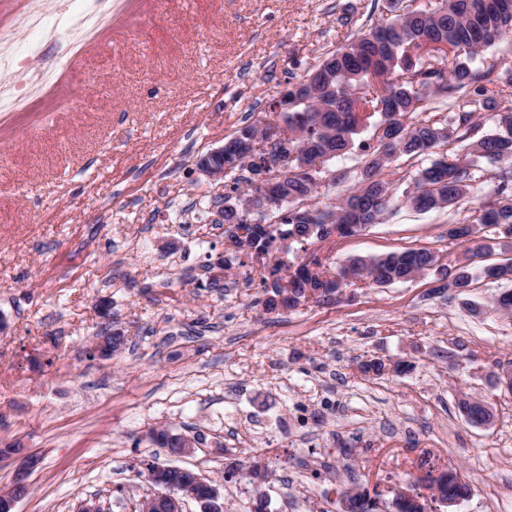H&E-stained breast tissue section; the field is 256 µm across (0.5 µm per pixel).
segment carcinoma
I'll return each mask as SVG.
<instances>
[{
  "label": "carcinoma",
  "instance_id": "carcinoma-1",
  "mask_svg": "<svg viewBox=\"0 0 512 512\" xmlns=\"http://www.w3.org/2000/svg\"><path fill=\"white\" fill-rule=\"evenodd\" d=\"M389 16L380 18L348 44L326 54L294 83L296 102L288 113V128L299 134L288 140V171L273 176L283 203L271 208L263 187L251 176L259 156L254 148L263 130L255 124L240 128L226 161L238 162L224 187V223L244 230L258 222L267 224L263 249L272 250L288 238L301 245L314 243L307 235L309 220L316 224L378 223L394 182L384 172L402 156L437 157L415 176L404 192L405 203L426 213L453 207L473 190L472 169L486 161L498 165L494 197L475 208L471 222L448 225V238L470 244L463 259L449 265L448 284L438 292L465 293L478 278L512 281V258L486 264L472 273L475 259L490 246L478 236L487 227L512 226V109L497 111L499 87L512 86V69L490 78L476 66L481 53L496 40L512 37V0H439L433 9H415L407 0H388ZM479 111L493 113L495 130L464 146L463 155L443 148L463 142ZM372 129L371 141L357 140ZM359 153L362 167L357 182L333 205H318L319 183L314 166L350 153ZM246 171L244 177L240 172ZM251 204L236 206L239 196ZM438 253L425 248L404 249L375 257H356L333 267L316 261L318 278L302 276L280 284L284 262L261 272L263 294L288 295V308L321 303L355 285L348 272H366L369 282L383 286L406 282L421 274H436ZM458 408L471 425L491 419L486 402L466 396ZM358 512H378V501L368 491L354 492Z\"/></svg>",
  "mask_w": 512,
  "mask_h": 512
}]
</instances>
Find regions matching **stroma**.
Instances as JSON below:
<instances>
[{
  "instance_id": "1",
  "label": "stroma",
  "mask_w": 512,
  "mask_h": 512,
  "mask_svg": "<svg viewBox=\"0 0 512 512\" xmlns=\"http://www.w3.org/2000/svg\"><path fill=\"white\" fill-rule=\"evenodd\" d=\"M385 0H0V441L37 455L15 512H136L143 461L222 481L249 512L235 460L260 459L271 512H336L357 486L393 512L421 458L470 486L455 512H512V316L504 290L435 293L431 276L266 313L257 266L205 287L226 255L200 197L217 190L196 158L323 56L348 44ZM422 160L402 157L379 224L325 247L331 261L427 247L460 257L448 227L495 191L419 213L402 193ZM124 330L123 352L89 351ZM380 359L389 372H364ZM409 363V370L392 366ZM471 394L493 417L468 424ZM166 426L207 442L172 458L145 437Z\"/></svg>"
}]
</instances>
